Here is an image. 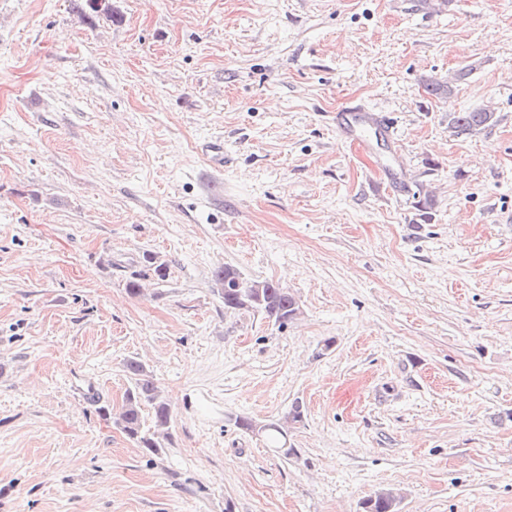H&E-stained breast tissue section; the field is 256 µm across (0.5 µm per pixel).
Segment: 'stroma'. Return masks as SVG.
Masks as SVG:
<instances>
[{"label": "stroma", "instance_id": "1", "mask_svg": "<svg viewBox=\"0 0 512 512\" xmlns=\"http://www.w3.org/2000/svg\"><path fill=\"white\" fill-rule=\"evenodd\" d=\"M111 4L0 0V512H512V0ZM220 265L300 316L225 311ZM130 359L156 454L99 412ZM295 407L287 456L235 424ZM335 119L339 135L354 142L363 153L374 151V145L368 136L370 129H375V132L396 144V137L386 118L365 104L347 102L336 110ZM494 123V116L486 108L457 112L448 120V128L455 135H474ZM399 500L391 489L374 493L363 503L364 512H397Z\"/></svg>", "mask_w": 512, "mask_h": 512}]
</instances>
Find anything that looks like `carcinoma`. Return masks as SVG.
Instances as JSON below:
<instances>
[{
	"label": "carcinoma",
	"mask_w": 512,
	"mask_h": 512,
	"mask_svg": "<svg viewBox=\"0 0 512 512\" xmlns=\"http://www.w3.org/2000/svg\"><path fill=\"white\" fill-rule=\"evenodd\" d=\"M494 123V116L486 108H475L468 112H457L448 120V128L455 135H474ZM212 278L218 296L224 301L226 311H252L281 327L288 325L300 314L295 296L272 280H251L231 266L214 269ZM126 372L132 380L120 411L103 406L100 412L105 417H113L114 423L140 447L151 453L162 448L160 438L167 437L171 421L168 404L162 399L157 387L149 380L143 364L131 359L125 364ZM149 403L154 410V430L147 433L142 427V406ZM268 445L280 448L287 432L278 423L263 427ZM399 500L390 489H383L363 503L364 512H397Z\"/></svg>",
	"instance_id": "1"
}]
</instances>
